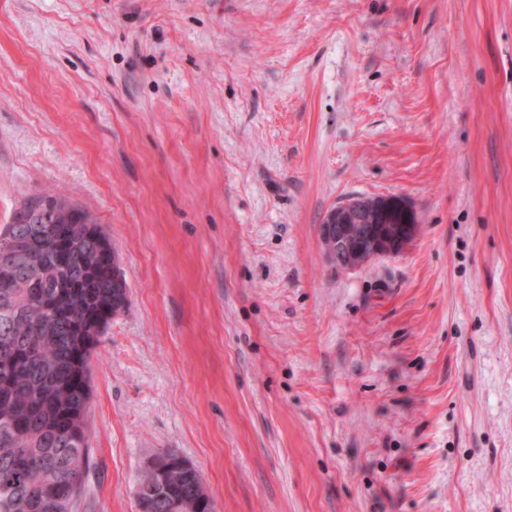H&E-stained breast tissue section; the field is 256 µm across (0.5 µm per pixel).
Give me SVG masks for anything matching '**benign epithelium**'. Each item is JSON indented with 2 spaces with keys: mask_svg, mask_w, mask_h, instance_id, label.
Segmentation results:
<instances>
[{
  "mask_svg": "<svg viewBox=\"0 0 512 512\" xmlns=\"http://www.w3.org/2000/svg\"><path fill=\"white\" fill-rule=\"evenodd\" d=\"M389 201L379 197H354L331 207L320 228L325 235L335 234L336 246L326 250L328 260L337 268L356 270L379 256L397 254L415 234L416 225L407 220L394 227V232L375 234L365 224L386 223ZM28 267V253L17 242L0 249V267Z\"/></svg>",
  "mask_w": 512,
  "mask_h": 512,
  "instance_id": "benign-epithelium-1",
  "label": "benign epithelium"
}]
</instances>
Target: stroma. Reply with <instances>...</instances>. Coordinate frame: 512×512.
<instances>
[{
	"instance_id": "35a3bbf8",
	"label": "stroma",
	"mask_w": 512,
	"mask_h": 512,
	"mask_svg": "<svg viewBox=\"0 0 512 512\" xmlns=\"http://www.w3.org/2000/svg\"><path fill=\"white\" fill-rule=\"evenodd\" d=\"M93 212L128 304L81 512H512V0H0V226ZM356 196L417 231L355 271ZM389 202L379 197H354L331 207L323 217L320 233L330 236L335 233L336 247L326 252L328 260L341 270H356L366 262L379 256L397 254L404 249L415 234L416 225L408 218L403 224L393 228L395 233L374 234L366 226L365 218L382 230L390 229L394 224L386 225L385 215L389 210ZM394 204V203H392ZM351 224H355L352 227ZM351 236L357 240L353 244ZM195 471L191 473L201 483L202 478L194 467ZM143 471L156 472L161 481L166 478L164 473L167 470H159L155 461V456H151L144 463ZM141 472L139 482L142 484L143 493L138 502V507L143 510L139 512H169V504L176 500L182 505V512H209L208 502L212 501L207 496L204 488L193 478L184 477L182 474H172L166 479L164 485L160 484L155 476L149 472ZM178 502L171 505L173 512L178 508Z\"/></svg>"
}]
</instances>
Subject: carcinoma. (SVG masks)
Returning <instances> with one entry per match:
<instances>
[{
    "instance_id": "cac0c4a2",
    "label": "carcinoma",
    "mask_w": 512,
    "mask_h": 512,
    "mask_svg": "<svg viewBox=\"0 0 512 512\" xmlns=\"http://www.w3.org/2000/svg\"><path fill=\"white\" fill-rule=\"evenodd\" d=\"M61 214L73 260H57L58 232L47 237L35 228L33 212ZM27 240L30 269L0 273V512H78L91 469L87 415L91 396V357L99 336L123 310L126 289L114 286L106 271L104 246L110 244L87 210L56 196L15 211L0 229V245ZM85 277L67 294L64 314L52 306L58 285ZM142 512H169L176 500L182 512H209L210 499L194 478L172 474L160 484L140 475Z\"/></svg>"
}]
</instances>
